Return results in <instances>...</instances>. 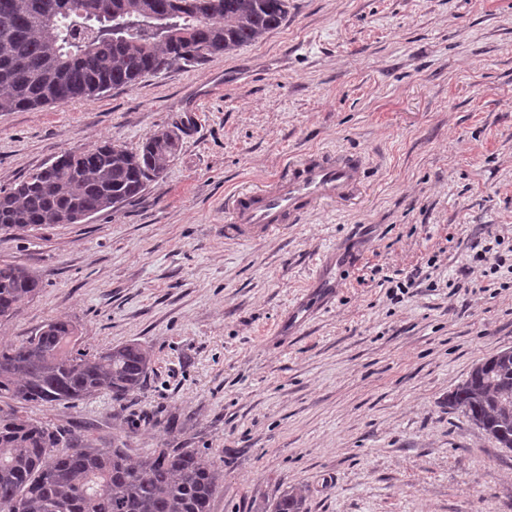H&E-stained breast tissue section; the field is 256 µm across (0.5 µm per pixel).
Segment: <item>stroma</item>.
Instances as JSON below:
<instances>
[{
    "mask_svg": "<svg viewBox=\"0 0 512 512\" xmlns=\"http://www.w3.org/2000/svg\"><path fill=\"white\" fill-rule=\"evenodd\" d=\"M161 130L178 152L137 200L0 240L1 264L43 278L0 343L69 320L87 353L147 347L143 388L0 408L136 459L196 449L224 471L211 512H264L292 488L307 512H512V452L448 408L512 349V0H288L279 28L202 65L0 112V187ZM315 152L362 157L353 201L225 237L231 194ZM490 232L507 267L468 287ZM336 254L351 264L327 304L290 329ZM400 269L420 278L396 299Z\"/></svg>",
    "mask_w": 512,
    "mask_h": 512,
    "instance_id": "stroma-1",
    "label": "stroma"
}]
</instances>
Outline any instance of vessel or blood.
<instances>
[{"mask_svg": "<svg viewBox=\"0 0 512 512\" xmlns=\"http://www.w3.org/2000/svg\"><path fill=\"white\" fill-rule=\"evenodd\" d=\"M362 175L351 156H316L288 166L272 187L238 195L228 214V231L241 237L264 236L297 223L312 205L349 198Z\"/></svg>", "mask_w": 512, "mask_h": 512, "instance_id": "vessel-or-blood-1", "label": "vessel or blood"}]
</instances>
